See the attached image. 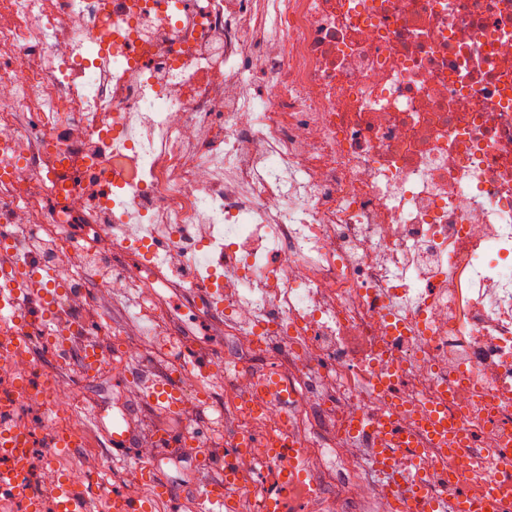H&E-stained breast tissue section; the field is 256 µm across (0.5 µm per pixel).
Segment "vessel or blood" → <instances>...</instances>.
Listing matches in <instances>:
<instances>
[{"label":"vessel or blood","mask_w":512,"mask_h":512,"mask_svg":"<svg viewBox=\"0 0 512 512\" xmlns=\"http://www.w3.org/2000/svg\"><path fill=\"white\" fill-rule=\"evenodd\" d=\"M60 291L55 286V276L51 271L32 272L20 275L12 261L0 260V311L8 314L16 323L45 324L54 320ZM144 403L166 410L177 409L182 400L178 383L172 380L149 382L142 391ZM423 427L435 442L456 454L469 444L466 433L448 418V411L434 407L425 414ZM372 429L374 450L366 459L382 485L392 488L404 485L408 492L401 497L402 512H496L502 502L512 499V483L493 480L487 485L484 497L472 498L463 488L464 481L451 478L448 495L435 497L428 491L429 474L422 464H414L407 471H397L395 458L412 446V434L403 427L387 424L373 427L371 420L357 419L352 429L361 432ZM101 434L113 448H122L130 455H137L138 449L132 440L130 430L113 426L102 428ZM237 448H230L224 455V476L222 479L205 485L200 493L205 512H233V504L224 492L225 486L239 479L236 468ZM22 440L14 435H0V456L11 457V464L0 467V490H14L21 476ZM289 478H280L263 489L264 512H279L280 503L288 490ZM54 512H91L85 494L68 482H59L52 490ZM149 500L134 499L115 492L106 501V512H152Z\"/></svg>","instance_id":"vessel-or-blood-1"}]
</instances>
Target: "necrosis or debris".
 <instances>
[{
    "instance_id": "obj_1",
    "label": "necrosis or debris",
    "mask_w": 512,
    "mask_h": 512,
    "mask_svg": "<svg viewBox=\"0 0 512 512\" xmlns=\"http://www.w3.org/2000/svg\"><path fill=\"white\" fill-rule=\"evenodd\" d=\"M0 168L16 263L55 271L71 313L150 297L158 265L220 281L223 409L174 375L214 433L296 442L281 512H397L348 426L443 402L496 463L421 433L399 469L473 497L512 479V0H0ZM271 336L290 397L259 409ZM0 365V403L82 442L72 379L40 393L32 357ZM291 465L252 443L228 492L262 512L257 474Z\"/></svg>"
}]
</instances>
